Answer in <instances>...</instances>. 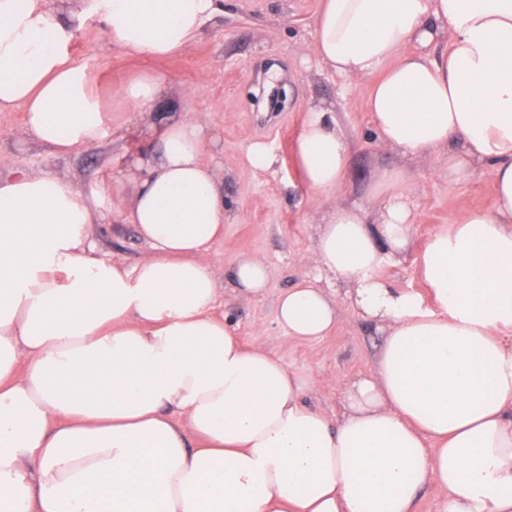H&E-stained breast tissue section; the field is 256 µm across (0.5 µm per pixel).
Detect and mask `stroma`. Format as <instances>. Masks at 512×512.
<instances>
[{
  "mask_svg": "<svg viewBox=\"0 0 512 512\" xmlns=\"http://www.w3.org/2000/svg\"><path fill=\"white\" fill-rule=\"evenodd\" d=\"M319 5L320 0H227L223 14L202 29L189 51L159 61L126 56L112 46L101 24L90 23L79 34L72 57L94 75L111 134L79 153L59 156L27 141L21 112L1 114L0 176L33 169L86 192L104 189L109 204L129 196L134 179L119 187L112 184L113 169L126 164L134 149L121 136L131 110L121 89L144 71L164 75V98L178 100L183 111L211 115L203 158L220 167L229 208L224 237L211 248L217 278L227 279L244 255L261 256L270 268L262 297L225 290L224 319L246 346H263L287 364L309 402L333 417L343 409L348 384L370 372L381 338L345 305L338 309L334 330L317 341L288 336L278 324V297L301 279L318 276L305 258L320 218L337 203L367 201L377 170L400 172L414 204L412 243L382 275L393 287L422 294L426 288L418 255L427 238L441 225L488 209L493 181L482 170L451 182L444 176L447 153L421 164L379 144L371 115L360 106L368 83L337 76L315 62ZM274 72L290 91L287 101L276 107L262 92ZM319 105L333 108L349 142L345 177L337 192L307 190L292 151L309 110ZM256 141L277 155L274 170L260 172L250 165L247 149ZM96 242L101 255L130 266L147 250L129 224L98 234Z\"/></svg>",
  "mask_w": 512,
  "mask_h": 512,
  "instance_id": "stroma-1",
  "label": "stroma"
}]
</instances>
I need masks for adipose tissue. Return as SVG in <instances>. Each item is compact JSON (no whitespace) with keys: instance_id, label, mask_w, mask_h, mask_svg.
Here are the masks:
<instances>
[{"instance_id":"adipose-tissue-1","label":"adipose tissue","mask_w":512,"mask_h":512,"mask_svg":"<svg viewBox=\"0 0 512 512\" xmlns=\"http://www.w3.org/2000/svg\"><path fill=\"white\" fill-rule=\"evenodd\" d=\"M223 0H0V113L58 155L109 131L70 48L92 21L151 60L188 51ZM314 54L363 80L381 145L447 175L493 174L495 200L426 241L427 295L380 275L410 241L395 173L371 199L336 205L311 259L328 286L284 291L277 321L327 336L339 304L382 342L343 413L312 406L288 366L244 347L214 310L210 248L224 185L203 160L206 115L155 108L147 72L121 91L141 143L136 190L109 211L99 191L19 171L0 179V512H414L433 483L446 512H512V0H321ZM348 140L312 110L293 144L308 190L344 180ZM148 247L135 267L92 244L105 221ZM269 266L238 260L229 286L261 296Z\"/></svg>"}]
</instances>
